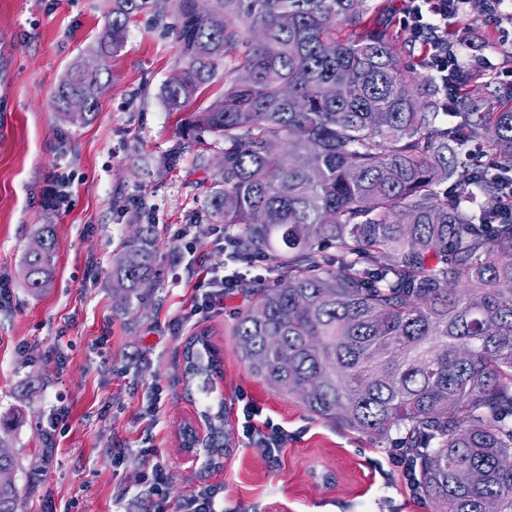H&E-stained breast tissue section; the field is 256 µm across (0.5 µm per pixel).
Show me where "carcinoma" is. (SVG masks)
I'll return each mask as SVG.
<instances>
[{"mask_svg":"<svg viewBox=\"0 0 512 512\" xmlns=\"http://www.w3.org/2000/svg\"><path fill=\"white\" fill-rule=\"evenodd\" d=\"M196 2L176 0L183 65L165 101L181 110L224 60L222 98L185 132L224 142L210 205L228 247L281 271L237 316L241 359L313 415L402 449L431 512H512V84L494 112L464 83L440 97L367 0ZM150 3L167 6L112 0L96 54L55 91L62 116L95 112L97 57ZM36 241L34 293L55 269L52 227ZM156 258L143 225L112 287L131 298ZM183 358L186 387L207 391L219 358L205 333ZM202 416L220 457L223 404ZM16 465L0 455V512H19Z\"/></svg>","mask_w":512,"mask_h":512,"instance_id":"carcinoma-1","label":"carcinoma"}]
</instances>
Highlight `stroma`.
<instances>
[{"label": "stroma", "instance_id": "1", "mask_svg": "<svg viewBox=\"0 0 512 512\" xmlns=\"http://www.w3.org/2000/svg\"><path fill=\"white\" fill-rule=\"evenodd\" d=\"M484 0L451 22L492 61L512 67V44L486 20ZM112 0H0V417L17 425L8 446L19 463L13 481L23 512H153L141 449L166 462L171 500L212 485L224 512H428L400 468L394 448L344 424L312 415L269 388L239 356L234 323L248 288L274 276L266 263L218 259L208 204L224 144L187 139L194 112L220 99L224 75L184 110L169 111L164 88L182 64L174 12L137 14L109 66L92 121L70 122L53 96L70 67L87 55ZM209 159L200 166L198 155ZM68 178L59 186L57 175ZM65 192L66 206L53 197ZM51 225L56 272L33 293L24 285V253ZM154 227L157 275L141 298L112 289V258L137 225ZM191 227L196 254L176 247ZM224 261L240 289L183 329L168 321L191 314L200 259ZM207 332L221 359L209 393L183 384L186 342ZM161 390L156 418L146 410ZM223 402L230 441L220 462L186 464L183 425L198 405ZM282 425L288 443L278 462L249 447L243 405ZM68 427L52 431L56 409Z\"/></svg>", "mask_w": 512, "mask_h": 512}]
</instances>
